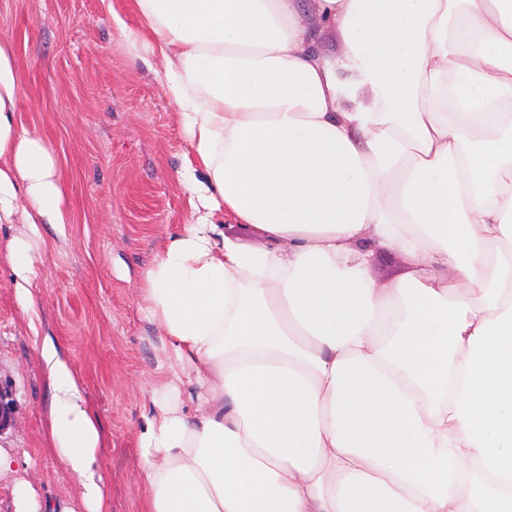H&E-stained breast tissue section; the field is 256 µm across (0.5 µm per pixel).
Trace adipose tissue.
<instances>
[{"instance_id": "adipose-tissue-1", "label": "adipose tissue", "mask_w": 512, "mask_h": 512, "mask_svg": "<svg viewBox=\"0 0 512 512\" xmlns=\"http://www.w3.org/2000/svg\"><path fill=\"white\" fill-rule=\"evenodd\" d=\"M136 4L121 33L163 57L190 152L191 221L140 277L165 347L147 512H512V0H314L335 59L295 0ZM19 95L0 43V224L27 227L5 247L27 311L66 186ZM228 212L269 247L225 237ZM365 241L406 255L401 284L365 279ZM34 344L49 444L85 512H110L99 417ZM298 15L301 23L307 27L308 41L314 44L322 58H333L341 55L343 45L338 33L325 27L313 13L311 0H297Z\"/></svg>"}]
</instances>
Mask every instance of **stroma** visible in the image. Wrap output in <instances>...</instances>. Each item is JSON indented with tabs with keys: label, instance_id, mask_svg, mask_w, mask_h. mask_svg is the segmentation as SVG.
I'll use <instances>...</instances> for the list:
<instances>
[{
	"label": "stroma",
	"instance_id": "obj_1",
	"mask_svg": "<svg viewBox=\"0 0 512 512\" xmlns=\"http://www.w3.org/2000/svg\"><path fill=\"white\" fill-rule=\"evenodd\" d=\"M297 8L319 56H340V37L312 0ZM120 18L137 26L135 0H0V42L13 46L22 84L17 120L56 153L69 217L41 227L33 312L22 311L0 258V388L15 411L0 446L18 460L16 475L0 478V512H14L19 476L47 501H79L46 436L38 335L72 357L100 417L111 512H146L139 432L163 339L141 310L138 274L190 220L179 178L189 147L161 84L163 58L126 45ZM407 271L405 255L388 248L365 277L391 288Z\"/></svg>",
	"mask_w": 512,
	"mask_h": 512
}]
</instances>
